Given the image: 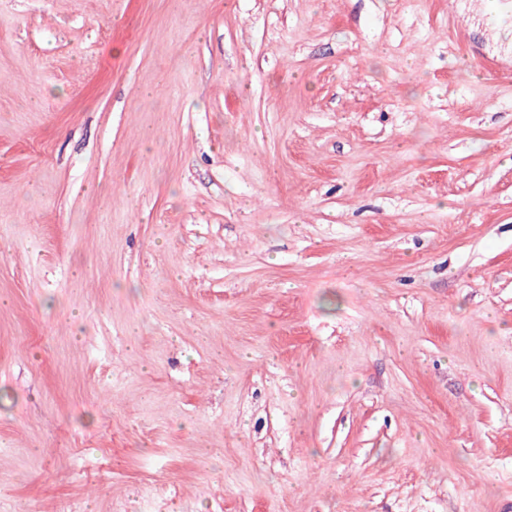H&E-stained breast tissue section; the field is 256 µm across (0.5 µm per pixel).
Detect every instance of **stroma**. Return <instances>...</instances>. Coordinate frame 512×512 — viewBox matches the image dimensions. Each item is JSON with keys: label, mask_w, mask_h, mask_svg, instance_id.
I'll return each mask as SVG.
<instances>
[{"label": "stroma", "mask_w": 512, "mask_h": 512, "mask_svg": "<svg viewBox=\"0 0 512 512\" xmlns=\"http://www.w3.org/2000/svg\"><path fill=\"white\" fill-rule=\"evenodd\" d=\"M508 501L495 0H0V512Z\"/></svg>", "instance_id": "35a3bbf8"}]
</instances>
